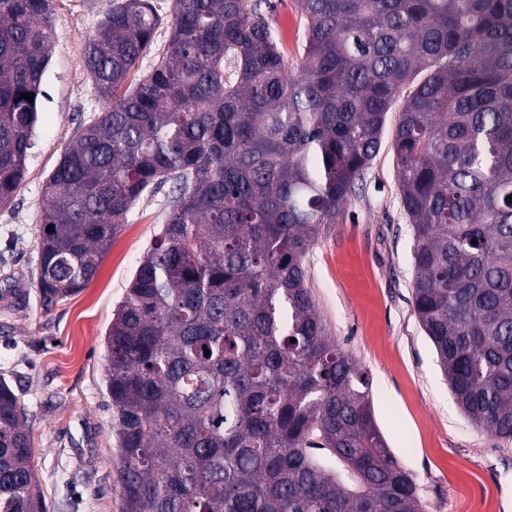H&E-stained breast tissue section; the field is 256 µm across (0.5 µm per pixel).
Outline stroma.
Returning a JSON list of instances; mask_svg holds the SVG:
<instances>
[{
	"mask_svg": "<svg viewBox=\"0 0 512 512\" xmlns=\"http://www.w3.org/2000/svg\"><path fill=\"white\" fill-rule=\"evenodd\" d=\"M268 21L289 68L306 21L274 0ZM109 0H54L53 48L35 145L12 205L0 209V377L27 411L48 512H123L112 402L102 383L112 312L166 219L163 195L141 198L78 294L45 307L36 267L42 188L80 124L102 108L83 66ZM398 112L334 224L306 257L331 336L366 370L377 425L417 488L422 512H512V442L481 432L455 403L413 311V234L392 150Z\"/></svg>",
	"mask_w": 512,
	"mask_h": 512,
	"instance_id": "stroma-1",
	"label": "stroma"
}]
</instances>
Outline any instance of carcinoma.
I'll return each instance as SVG.
<instances>
[{
  "mask_svg": "<svg viewBox=\"0 0 512 512\" xmlns=\"http://www.w3.org/2000/svg\"><path fill=\"white\" fill-rule=\"evenodd\" d=\"M263 3L111 0L83 60L105 104L43 187L42 305L86 287L133 205L171 185L105 336L124 512H421L305 257L411 87L393 148L414 312L464 413L512 440V0H298L294 72ZM52 21L53 0H0V209L34 147ZM0 512H47L2 378Z\"/></svg>",
  "mask_w": 512,
  "mask_h": 512,
  "instance_id": "1",
  "label": "carcinoma"
}]
</instances>
